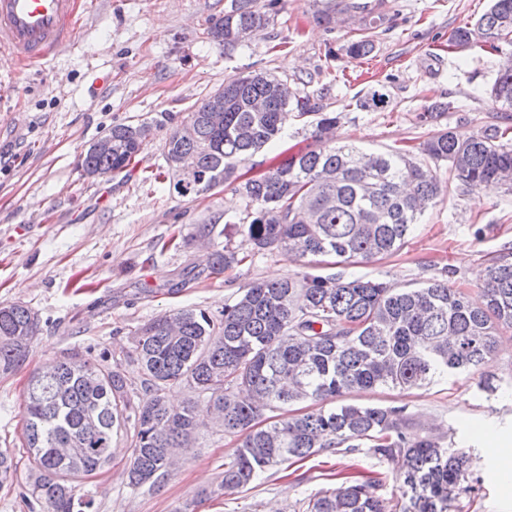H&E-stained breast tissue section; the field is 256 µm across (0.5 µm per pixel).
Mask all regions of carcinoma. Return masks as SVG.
<instances>
[{"mask_svg": "<svg viewBox=\"0 0 512 512\" xmlns=\"http://www.w3.org/2000/svg\"><path fill=\"white\" fill-rule=\"evenodd\" d=\"M277 0H230L210 35L229 53L263 34L274 22ZM371 24L344 47L350 59L374 50ZM483 41L495 52L512 46V0H491L449 42L467 48ZM283 80L267 72L231 76L170 127L163 154L177 173L183 155L196 160L194 178H177L183 197L211 191L219 174L252 207L254 217L238 233L257 252L285 250L307 263L336 257L340 271L296 274L258 281L218 315L181 309L139 326L129 358L140 383L121 365L64 354L34 372L25 393L26 486L47 512H93L94 499L76 487L112 460V440L131 426L128 486L155 485L168 475L171 448H189L196 431L217 423L240 438L224 463L217 492H233L278 464L303 461L323 450L366 453L401 466L399 512H451L471 467V457L436 433L414 430L406 407L336 400L377 388H424L451 374L472 373L495 356L497 336L512 329V251L494 255L482 284L484 303L442 280L417 288L348 274L345 268L392 256L440 196L436 172L424 160L445 162L461 184L512 189L509 128L497 125L463 138L440 128L420 145L423 159L400 149L368 150L338 144V117L316 100L284 98ZM491 96L512 109V54L501 61ZM318 115L314 148L299 152L263 175L240 180L238 167L288 126V107ZM219 107L222 112L215 113ZM173 118L115 124L106 133L112 152L80 155L85 172L125 170L153 129ZM240 262L236 251L213 254L211 272ZM37 314L21 303L0 305V376L18 370L39 334ZM184 385L196 394L180 410L167 390ZM307 403L300 414L262 423L263 411ZM18 480L12 456L0 450V488ZM380 479L338 477L316 494L306 512H392L377 494Z\"/></svg>", "mask_w": 512, "mask_h": 512, "instance_id": "1", "label": "carcinoma"}]
</instances>
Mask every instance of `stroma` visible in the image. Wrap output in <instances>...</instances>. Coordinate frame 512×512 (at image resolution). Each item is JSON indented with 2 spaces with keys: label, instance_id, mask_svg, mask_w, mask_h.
<instances>
[{
  "label": "stroma",
  "instance_id": "stroma-1",
  "mask_svg": "<svg viewBox=\"0 0 512 512\" xmlns=\"http://www.w3.org/2000/svg\"><path fill=\"white\" fill-rule=\"evenodd\" d=\"M229 0H92L77 39L59 45L43 67L19 71L0 64V303L21 302L38 313L42 330L25 364L0 377V450L26 468L23 400L28 379L64 352L123 360L142 323L182 308L216 314L255 281L299 272L277 251L258 253L237 227L252 219L230 187L183 197L173 188L163 157L165 129L153 130L127 171L83 177L79 157L115 123L183 117L225 78L268 71L298 93L317 95L338 114L341 140L369 149L417 148L432 130L421 115L449 105L439 120L468 137L496 122L512 126V109L490 96L498 56L480 48L449 50L458 27L475 22L489 0H372L386 22L375 50L361 60L341 56L352 39L342 23H318L317 10L341 11L346 0H279L267 34L225 52L209 29ZM339 60L327 64L328 52ZM374 88L389 102L363 109ZM311 117L292 118L285 136L241 166L261 175L312 145ZM442 192L403 248L354 267L370 279L419 286L438 279L479 298L488 259L512 251V192L449 179L436 169ZM230 247L241 263L209 272L214 252ZM491 376L497 391L477 383ZM358 400L406 405L415 425L445 435L470 454L469 492L454 512H512V484L504 482L502 449L512 450V331L499 338L496 357L481 372L448 377L420 390H376ZM239 439L211 424L202 428L182 462L160 486L131 489L126 436L112 442L111 463L81 485L95 512H174L197 502L196 512H304L309 498L336 486L337 473L380 474V495L401 499L398 469L365 452H323L261 472L239 490L214 496L225 461ZM211 499L198 501L202 491Z\"/></svg>",
  "mask_w": 512,
  "mask_h": 512
}]
</instances>
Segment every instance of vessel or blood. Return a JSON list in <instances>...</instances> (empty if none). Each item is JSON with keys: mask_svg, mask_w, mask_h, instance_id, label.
<instances>
[{"mask_svg": "<svg viewBox=\"0 0 512 512\" xmlns=\"http://www.w3.org/2000/svg\"><path fill=\"white\" fill-rule=\"evenodd\" d=\"M80 7L79 0H0V55L20 67L47 63L74 37Z\"/></svg>", "mask_w": 512, "mask_h": 512, "instance_id": "obj_1", "label": "vessel or blood"}]
</instances>
